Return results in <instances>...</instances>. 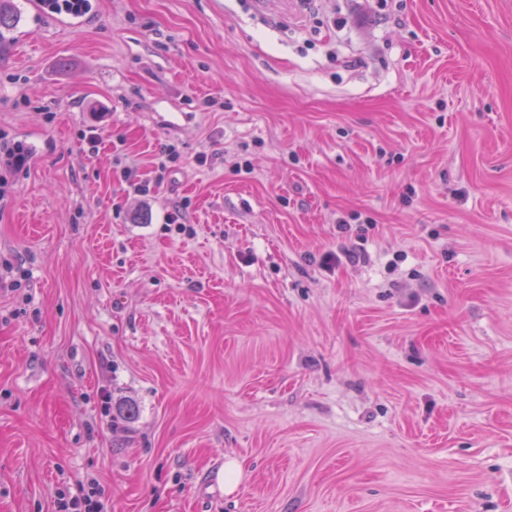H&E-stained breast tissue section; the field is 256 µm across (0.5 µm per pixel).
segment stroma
<instances>
[{"instance_id": "stroma-1", "label": "stroma", "mask_w": 512, "mask_h": 512, "mask_svg": "<svg viewBox=\"0 0 512 512\" xmlns=\"http://www.w3.org/2000/svg\"><path fill=\"white\" fill-rule=\"evenodd\" d=\"M92 3L0 0V512H512V0ZM89 0H49L50 9L55 11H70L63 12L62 15L56 17L58 24L65 27H80L86 21V15L76 14L83 13L87 10V2ZM75 12V13H71ZM29 152L21 144L4 145L0 142V171L13 173L22 169L28 162ZM58 508V512H104V504L94 481L82 484L75 495L69 491L63 492Z\"/></svg>"}]
</instances>
